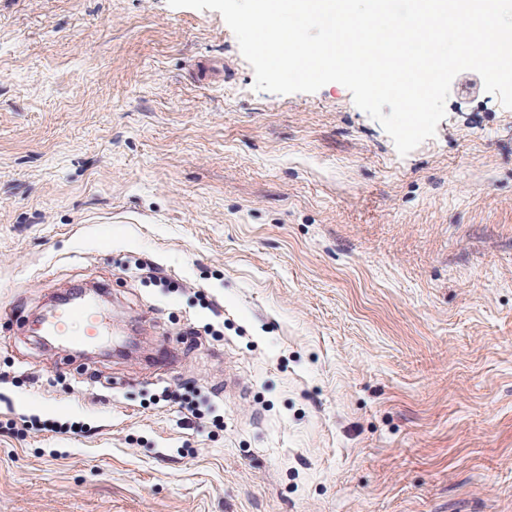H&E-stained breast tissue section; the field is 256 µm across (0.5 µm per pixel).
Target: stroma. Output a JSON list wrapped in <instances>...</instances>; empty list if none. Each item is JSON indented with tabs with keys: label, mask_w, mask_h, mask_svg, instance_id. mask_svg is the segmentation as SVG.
<instances>
[{
	"label": "stroma",
	"mask_w": 512,
	"mask_h": 512,
	"mask_svg": "<svg viewBox=\"0 0 512 512\" xmlns=\"http://www.w3.org/2000/svg\"><path fill=\"white\" fill-rule=\"evenodd\" d=\"M254 82L217 11L0 0V512H512V109L402 156ZM68 325L58 320H50L45 326L46 336H71L75 347L84 346L95 341L106 328L105 319L95 300L91 297L77 298L66 309ZM79 320L83 327L78 332L70 330V324Z\"/></svg>",
	"instance_id": "obj_1"
}]
</instances>
